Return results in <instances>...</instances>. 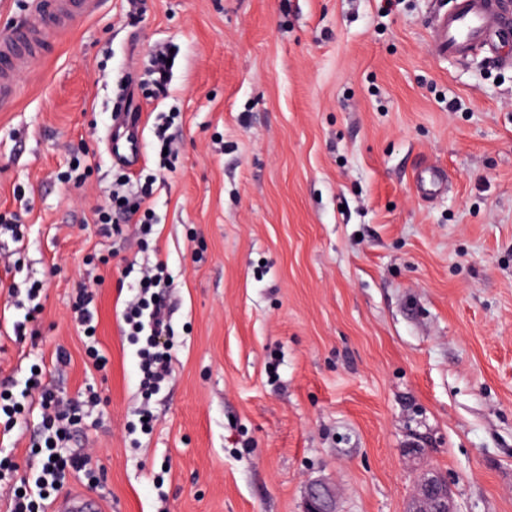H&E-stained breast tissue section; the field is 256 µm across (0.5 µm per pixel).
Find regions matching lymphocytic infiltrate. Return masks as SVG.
Wrapping results in <instances>:
<instances>
[{"label": "lymphocytic infiltrate", "mask_w": 512, "mask_h": 512, "mask_svg": "<svg viewBox=\"0 0 512 512\" xmlns=\"http://www.w3.org/2000/svg\"><path fill=\"white\" fill-rule=\"evenodd\" d=\"M154 183L151 177L135 183L129 175L118 176L105 192L106 205L96 213V221L102 224L105 234L124 237L125 226L132 220L136 221L141 235L151 234L156 222L151 202ZM165 269L161 261L142 269L131 286L133 297L122 312L129 339L137 347L139 387L148 399L161 391L171 375L170 358L163 342L170 323L158 293L166 285ZM13 387L9 380L0 385V429L11 432L28 402L41 407L42 424L29 447V479L14 484L16 467L9 457L1 456L0 485L10 488L9 512H45L47 495L58 492L71 473L85 472L90 483H98V476L89 468V455L67 452L66 446L72 438V428L85 413L103 405L104 400L94 391L79 402L59 400L39 372L30 374L29 383L21 393H14Z\"/></svg>", "instance_id": "f902f5d3"}]
</instances>
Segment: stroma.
Listing matches in <instances>:
<instances>
[{
    "label": "stroma",
    "mask_w": 512,
    "mask_h": 512,
    "mask_svg": "<svg viewBox=\"0 0 512 512\" xmlns=\"http://www.w3.org/2000/svg\"><path fill=\"white\" fill-rule=\"evenodd\" d=\"M436 0H96L0 102V380L57 349L52 385L106 398L74 430L102 471L63 493L107 512H303L308 480L338 512H407L422 468L457 512H512V64L439 57ZM158 42L167 99L141 79ZM176 110L148 241L173 279L174 374L139 429L137 358L122 332L121 271L94 210L119 171L114 108ZM88 166L76 188L74 162ZM444 171L421 199L413 175ZM43 281L38 340L6 286ZM98 291L97 369L69 317ZM422 449L415 458L413 449ZM63 493L47 500L46 512ZM41 311L42 306L39 302L32 307L29 306L26 308L23 319L16 320L12 324L13 336H15L16 339H25L27 336H29L30 339H35L38 337L40 332L37 328H35V325H32V323L37 321V316L41 313ZM29 316H32L31 320H28Z\"/></svg>",
    "instance_id": "35a3bbf8"
}]
</instances>
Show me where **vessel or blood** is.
Masks as SVG:
<instances>
[{
  "label": "vessel or blood",
  "mask_w": 512,
  "mask_h": 512,
  "mask_svg": "<svg viewBox=\"0 0 512 512\" xmlns=\"http://www.w3.org/2000/svg\"><path fill=\"white\" fill-rule=\"evenodd\" d=\"M91 4L92 0H39L37 26L0 39V100L15 95L17 71L42 58L49 47L47 30L82 17ZM511 29L512 15L501 0H457L452 11L438 17L433 42L438 55L464 59L476 51H494L497 38ZM107 148L115 164L131 169L141 162L140 129L128 113L114 114Z\"/></svg>",
  "instance_id": "b4317fda"
}]
</instances>
